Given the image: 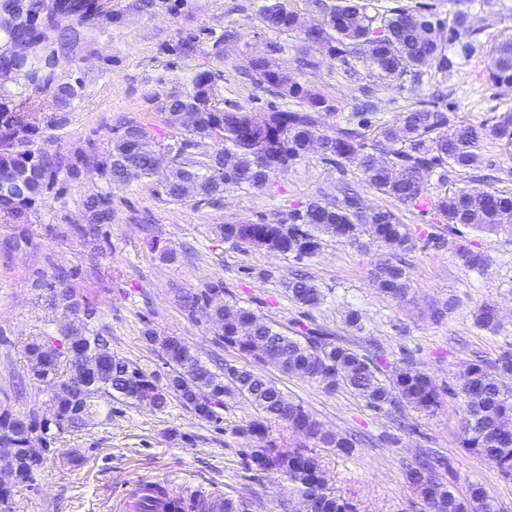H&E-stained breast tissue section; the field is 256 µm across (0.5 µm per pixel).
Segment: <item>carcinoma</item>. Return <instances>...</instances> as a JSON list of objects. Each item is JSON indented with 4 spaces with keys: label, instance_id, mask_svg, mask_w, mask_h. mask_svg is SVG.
Masks as SVG:
<instances>
[{
    "label": "carcinoma",
    "instance_id": "obj_1",
    "mask_svg": "<svg viewBox=\"0 0 512 512\" xmlns=\"http://www.w3.org/2000/svg\"><path fill=\"white\" fill-rule=\"evenodd\" d=\"M309 4L315 15L314 25L307 30L298 26L300 14L289 0H263L257 14L263 28L301 43L300 70L316 67L313 52L319 51L343 65L360 63L373 85L386 86L409 74L415 76L424 67L432 66L444 75L452 73L455 62L446 53L451 44L457 45L464 57L476 50L467 14L462 11L445 22L426 8L407 4L387 7L370 0H309ZM109 15L101 0H0V34L12 45L28 42L35 57L49 38L66 47L80 39V29L92 28ZM1 67L34 84L50 82V76L28 66L27 56L7 48L0 52ZM247 71L264 92L296 99L298 108L226 109L218 88L221 75L198 73L190 89L170 94L160 107L165 124L180 131V137L165 144L174 153L169 183L161 186L158 194L175 201L216 205L228 189L267 187L273 176L310 153V141L320 140L321 159L340 168L345 163L353 166L363 184L406 209L429 207L440 223L462 224L479 232H494L512 224V192L479 185L445 188L448 174L461 176L482 167L481 142L491 139L512 146L511 112L492 117L489 125L462 126L450 136L445 132L448 113L439 99L433 98L400 113L395 124L380 127L375 142L368 144L360 131L368 121L361 113H353L357 126H336L328 132L324 130L326 118L335 116L336 107L326 98L292 75L281 73L266 59L247 66ZM487 72L494 84L512 86L511 38L494 47ZM33 130L27 107L0 102V211L17 224L27 223L29 210L66 166L88 168L108 185L152 177L155 142L151 131L138 122L120 126L105 153L81 152L73 163L56 149L32 147ZM433 176L438 186L435 191L428 183ZM360 201L357 191L343 185L336 194H323L281 216L275 224H222L218 230L225 241L242 248L255 239H267L280 253L298 260L319 251L325 235L355 242L359 234L366 233L390 251V258L372 272L375 288L401 298L410 288V275L398 252L411 246L410 229L399 210L364 211ZM83 207L86 223L49 231L94 244L101 226L112 223L111 198L92 193L83 200ZM288 291L301 305L314 306L320 300L319 289L302 275L288 282ZM49 292L50 307L73 314L81 311L87 321L95 317L93 308L81 305L65 274L57 275V284L50 286ZM212 293H224V282H212L201 292L184 296L185 307L194 311ZM207 314L224 345L251 358L259 349L258 362L284 375L316 381L318 368L326 367L332 378L325 388L342 385L374 410L391 407L431 414L441 404L432 377L408 362L387 373L380 357L341 344L324 330L306 329L298 337L288 336L235 302L225 301ZM475 323L491 329L500 325L494 307L487 303L477 309ZM63 335L78 350L101 356L106 367L81 378L73 373L64 379L62 365H75L77 356L61 360V345L52 338L28 346L27 353L34 357L31 376L50 394L56 415L43 423L35 415L21 417L0 408V442L18 449L21 480L33 479L39 467V463L26 460L24 453L34 436L43 432L57 441L77 430L100 393L153 410L165 408L175 396L207 420L216 417L215 409L224 407V398L237 396L256 412L245 428L258 442L246 451L254 469L274 475L299 498H314L320 512H353L346 499L327 490L320 457L305 445L293 449L279 446L269 438V424L281 422L294 434L300 430L298 438L321 448L347 451L356 441L328 434L316 417L302 403L287 398L274 380L236 366L214 369L177 336L152 332L147 336L158 345L169 368L162 379L112 352L110 340L98 331L70 327ZM511 379L512 353L505 351L493 362L475 359L466 364L458 392L461 447L487 459L500 475L510 479L512 427L505 428L502 422L512 421V387L506 385ZM445 467H449L446 461L437 460L406 469L407 483L423 502L425 512H435L440 500L448 501L446 512H497L482 487L471 486L468 497L461 500L436 480V469ZM192 507L197 512H250L248 501L230 495L213 505L198 499ZM139 512H185V508L182 499L170 497L156 484L153 496L141 501Z\"/></svg>",
    "mask_w": 512,
    "mask_h": 512
}]
</instances>
